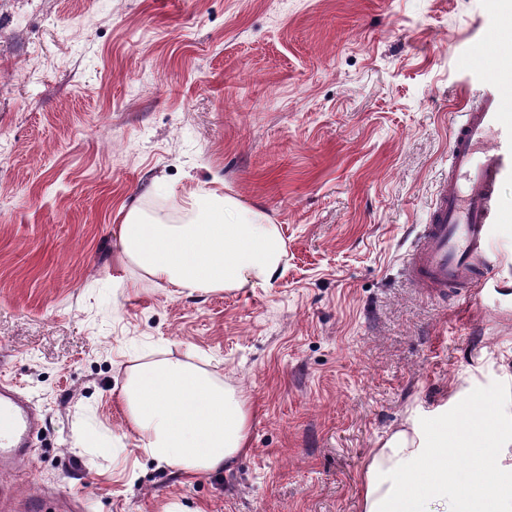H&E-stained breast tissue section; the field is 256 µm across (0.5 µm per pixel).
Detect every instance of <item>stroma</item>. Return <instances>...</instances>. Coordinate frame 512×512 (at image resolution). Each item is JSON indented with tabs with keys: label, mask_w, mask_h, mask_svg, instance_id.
<instances>
[{
	"label": "stroma",
	"mask_w": 512,
	"mask_h": 512,
	"mask_svg": "<svg viewBox=\"0 0 512 512\" xmlns=\"http://www.w3.org/2000/svg\"><path fill=\"white\" fill-rule=\"evenodd\" d=\"M512 0H0V371L42 416L0 512H360L410 416L493 412L512 295L429 297L401 256L464 105L512 100ZM221 180L285 270L173 295L118 264L121 206ZM152 350L248 393L251 445L183 477L117 399ZM93 436L91 446L80 444Z\"/></svg>",
	"instance_id": "1"
}]
</instances>
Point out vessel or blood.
<instances>
[{
    "label": "vessel or blood",
    "instance_id": "vessel-or-blood-1",
    "mask_svg": "<svg viewBox=\"0 0 512 512\" xmlns=\"http://www.w3.org/2000/svg\"><path fill=\"white\" fill-rule=\"evenodd\" d=\"M512 182V106L500 90L466 107L451 132L448 174L426 224L402 257L409 281L442 297L486 287L501 259L494 231L512 216L501 205ZM35 419L16 385L0 384V460H17L27 447Z\"/></svg>",
    "mask_w": 512,
    "mask_h": 512
}]
</instances>
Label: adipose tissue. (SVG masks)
I'll list each match as a JSON object with an SVG mask.
<instances>
[{
    "mask_svg": "<svg viewBox=\"0 0 512 512\" xmlns=\"http://www.w3.org/2000/svg\"><path fill=\"white\" fill-rule=\"evenodd\" d=\"M123 266L176 294L266 286L284 269L281 228L221 181L189 190L176 215L128 206L118 234ZM142 451L185 476L220 473L247 449L249 396L194 355L157 351L126 371L118 394ZM360 512H512V398L433 427L407 419L367 457Z\"/></svg>",
    "mask_w": 512,
    "mask_h": 512,
    "instance_id": "adipose-tissue-1",
    "label": "adipose tissue"
}]
</instances>
